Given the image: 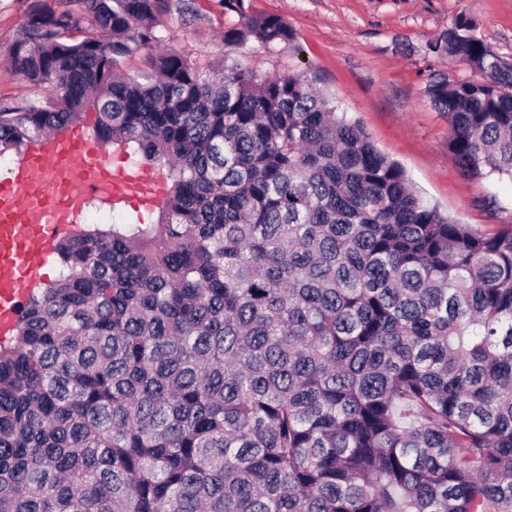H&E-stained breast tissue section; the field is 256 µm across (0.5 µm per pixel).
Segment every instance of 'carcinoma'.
<instances>
[{"label":"carcinoma","instance_id":"cac0c4a2","mask_svg":"<svg viewBox=\"0 0 512 512\" xmlns=\"http://www.w3.org/2000/svg\"><path fill=\"white\" fill-rule=\"evenodd\" d=\"M224 40L295 39L222 0ZM170 0L36 3L0 160L95 111L166 167L155 224L80 225L0 343V512H512V224L443 217L300 74L172 49ZM460 17L431 77L467 171L512 179V64Z\"/></svg>","mask_w":512,"mask_h":512}]
</instances>
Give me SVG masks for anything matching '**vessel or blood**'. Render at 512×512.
Here are the masks:
<instances>
[{"label":"vessel or blood","instance_id":"obj_1","mask_svg":"<svg viewBox=\"0 0 512 512\" xmlns=\"http://www.w3.org/2000/svg\"><path fill=\"white\" fill-rule=\"evenodd\" d=\"M159 178L112 164L80 125L31 144L0 180V337L12 335L32 285L47 279L58 241L90 200L155 203Z\"/></svg>","mask_w":512,"mask_h":512}]
</instances>
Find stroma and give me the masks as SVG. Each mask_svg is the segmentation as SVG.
<instances>
[{"instance_id":"35a3bbf8","label":"stroma","mask_w":512,"mask_h":512,"mask_svg":"<svg viewBox=\"0 0 512 512\" xmlns=\"http://www.w3.org/2000/svg\"><path fill=\"white\" fill-rule=\"evenodd\" d=\"M33 2L0 0L2 98L31 92L5 53ZM195 8L188 22L165 19L166 47L201 67L220 54L262 77L307 76L450 221L484 231L512 224V180L464 171L448 149V119L426 93L432 75H472L429 49L459 16L475 20L476 35L512 61V0H245L246 12L282 17L294 29L293 42L271 48L252 39L224 42L239 17L219 0H195Z\"/></svg>"}]
</instances>
